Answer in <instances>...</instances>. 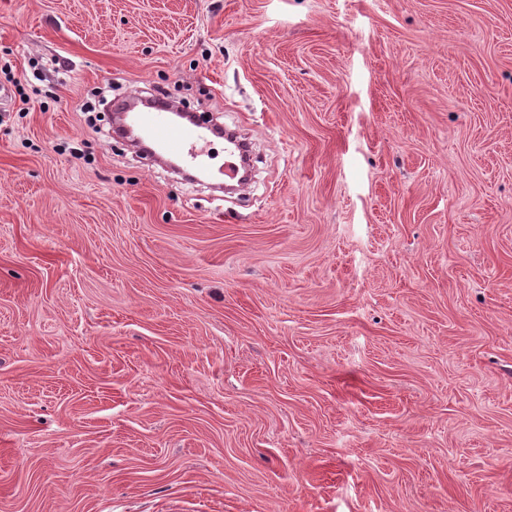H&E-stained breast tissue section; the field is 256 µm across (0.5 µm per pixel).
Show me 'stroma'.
<instances>
[{"mask_svg": "<svg viewBox=\"0 0 512 512\" xmlns=\"http://www.w3.org/2000/svg\"><path fill=\"white\" fill-rule=\"evenodd\" d=\"M10 82L0 512H512V0H0ZM125 103L113 109L118 112L117 120L123 130L160 150L161 154L157 153L160 156L175 158L188 168H210L212 157L206 148L210 135L216 133L209 125L200 119L184 124L167 108L143 109L132 105L125 108Z\"/></svg>", "mask_w": 512, "mask_h": 512, "instance_id": "1", "label": "stroma"}]
</instances>
